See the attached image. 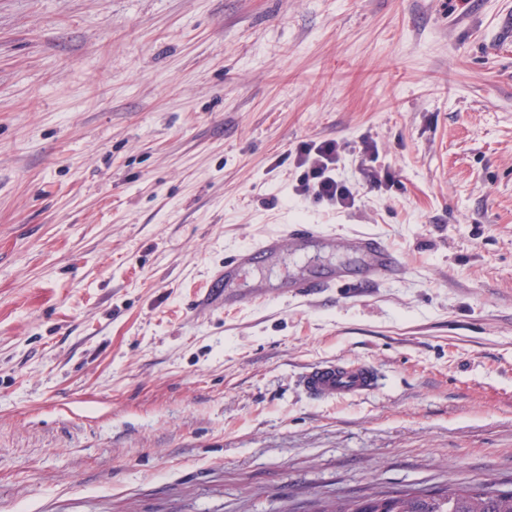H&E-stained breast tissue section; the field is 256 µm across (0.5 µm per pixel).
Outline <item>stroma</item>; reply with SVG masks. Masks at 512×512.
Instances as JSON below:
<instances>
[{
    "label": "stroma",
    "mask_w": 512,
    "mask_h": 512,
    "mask_svg": "<svg viewBox=\"0 0 512 512\" xmlns=\"http://www.w3.org/2000/svg\"><path fill=\"white\" fill-rule=\"evenodd\" d=\"M336 141L353 207L302 190ZM258 258L260 303L201 310ZM404 275L295 297L362 261ZM322 359L382 379L299 384ZM512 489V0H0V512ZM285 237H288L290 245L296 252H305L316 241L322 244L333 242L331 235L327 234L319 224H294L289 228L287 236L280 234L267 235L256 244L238 251L229 262L224 264V272L214 277L211 288H207L205 292L207 301H213L222 284L225 283L228 286L235 280L240 270L253 264L259 255L280 252ZM348 248L365 258L361 278L371 281L378 278L395 279L402 272L396 252L382 239L368 234H357L347 239ZM347 275L344 271H335L325 278H311L294 281L288 284V291L292 295H311L318 291L319 288L328 287H344L350 285L345 278ZM301 385L314 399L358 398L379 388L381 381L369 366L343 361H320L301 374Z\"/></svg>",
    "instance_id": "1"
}]
</instances>
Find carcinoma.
<instances>
[{"mask_svg": "<svg viewBox=\"0 0 512 512\" xmlns=\"http://www.w3.org/2000/svg\"><path fill=\"white\" fill-rule=\"evenodd\" d=\"M317 512H512V489L494 480L444 488L374 491Z\"/></svg>", "mask_w": 512, "mask_h": 512, "instance_id": "1", "label": "carcinoma"}]
</instances>
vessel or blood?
<instances>
[{"mask_svg":"<svg viewBox=\"0 0 512 512\" xmlns=\"http://www.w3.org/2000/svg\"><path fill=\"white\" fill-rule=\"evenodd\" d=\"M330 234L318 224L292 225L287 235L272 234L256 244L243 248L226 262L223 272L217 274L205 292L206 299H213L222 285L231 283L237 274L253 264L259 255L280 252L283 245H291L295 251H306L313 243H331ZM348 248L365 258L363 280L378 278L394 279L402 272L401 261L396 252L382 239L368 234H357L347 240ZM346 274L331 273L325 278L302 279L290 283L289 291L294 295H311L318 289L346 286ZM381 384L377 373L369 366L349 364L343 361H320L306 368L301 374V385L312 398L338 400L368 395Z\"/></svg>","mask_w":512,"mask_h":512,"instance_id":"obj_1","label":"vessel or blood"}]
</instances>
